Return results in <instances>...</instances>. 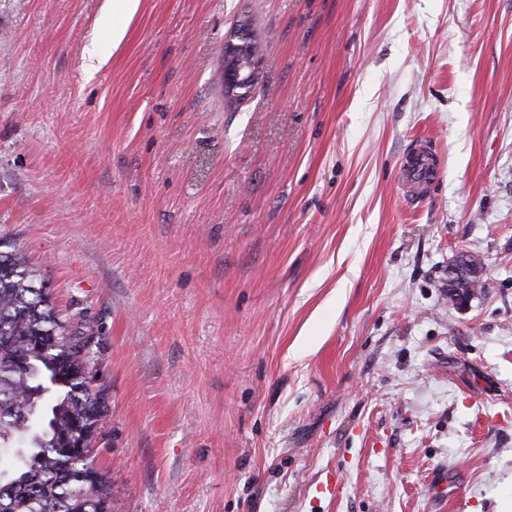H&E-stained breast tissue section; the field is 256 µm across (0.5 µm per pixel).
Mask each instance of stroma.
Instances as JSON below:
<instances>
[{
    "label": "stroma",
    "mask_w": 512,
    "mask_h": 512,
    "mask_svg": "<svg viewBox=\"0 0 512 512\" xmlns=\"http://www.w3.org/2000/svg\"><path fill=\"white\" fill-rule=\"evenodd\" d=\"M2 235L100 331L120 512H512V0H0ZM260 62L261 60L252 62L244 72L242 69L226 72L222 81L225 93L235 100L247 98L256 85ZM439 175V161L435 152L419 145L409 153L402 164L401 185L411 202L425 200Z\"/></svg>",
    "instance_id": "obj_1"
}]
</instances>
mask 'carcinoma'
I'll return each mask as SVG.
<instances>
[{
  "instance_id": "1",
  "label": "carcinoma",
  "mask_w": 512,
  "mask_h": 512,
  "mask_svg": "<svg viewBox=\"0 0 512 512\" xmlns=\"http://www.w3.org/2000/svg\"><path fill=\"white\" fill-rule=\"evenodd\" d=\"M99 345L83 310L61 317L39 271L0 239V512H117L84 438L107 409L86 378Z\"/></svg>"
}]
</instances>
